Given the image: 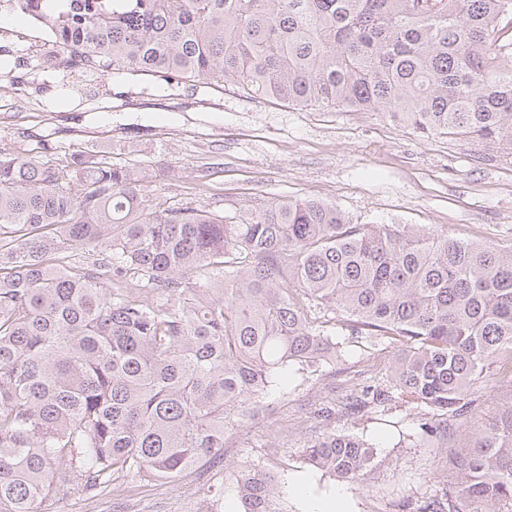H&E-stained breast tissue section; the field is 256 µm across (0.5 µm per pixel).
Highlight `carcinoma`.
Listing matches in <instances>:
<instances>
[{"label": "carcinoma", "mask_w": 512, "mask_h": 512, "mask_svg": "<svg viewBox=\"0 0 512 512\" xmlns=\"http://www.w3.org/2000/svg\"><path fill=\"white\" fill-rule=\"evenodd\" d=\"M38 2L64 68L202 77L512 145V0ZM72 246L84 260L62 261ZM336 331L396 348L391 380L322 405L303 448L365 487L375 446L333 429L336 411L413 403L446 442L489 366L512 377V249L285 197L228 222L95 154L0 150V512L221 467L226 429L250 427L293 367L336 362ZM448 468L409 512H512V400ZM237 488L241 512H279L263 471L241 467Z\"/></svg>", "instance_id": "obj_1"}]
</instances>
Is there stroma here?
I'll list each match as a JSON object with an SVG mask.
<instances>
[{
    "label": "stroma",
    "mask_w": 512,
    "mask_h": 512,
    "mask_svg": "<svg viewBox=\"0 0 512 512\" xmlns=\"http://www.w3.org/2000/svg\"><path fill=\"white\" fill-rule=\"evenodd\" d=\"M50 35L0 0V49L21 66L0 78V150L57 164L78 153L135 167L153 196L234 216L288 197L335 204L355 224H410L449 237L512 248V147L490 149L445 135L423 137L381 112L300 109L207 80L165 83L145 75L74 77L70 102L49 103L56 78L41 66ZM343 361L290 377L262 406L252 428L226 431L224 464L199 468L129 496L110 486L100 496L43 501L41 512H239L240 464L269 469L286 489L280 512H309L311 502L343 493L349 512H398L407 498L449 484L448 454L461 433L441 443L422 437L417 409L394 406L336 430L372 443L379 465L370 489L307 464L304 446L318 430L314 411L341 402L374 370L385 378L392 348L344 335ZM470 423L485 421L512 396V379L489 372L474 386ZM302 481L307 497L288 491ZM210 484L222 497L207 496Z\"/></svg>",
    "instance_id": "stroma-1"
}]
</instances>
